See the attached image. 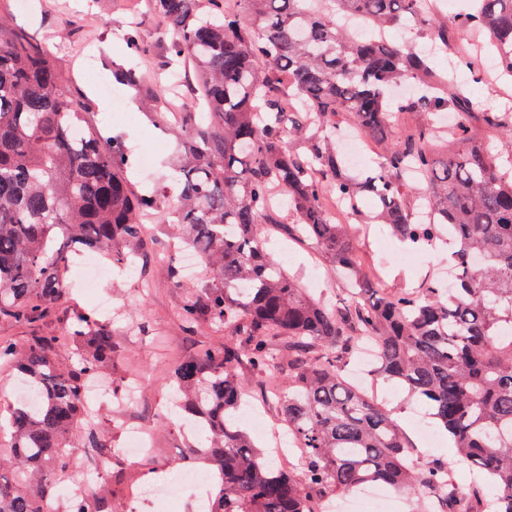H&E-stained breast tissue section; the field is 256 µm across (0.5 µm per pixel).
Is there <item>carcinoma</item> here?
Instances as JSON below:
<instances>
[{
    "label": "carcinoma",
    "instance_id": "carcinoma-1",
    "mask_svg": "<svg viewBox=\"0 0 512 512\" xmlns=\"http://www.w3.org/2000/svg\"><path fill=\"white\" fill-rule=\"evenodd\" d=\"M313 2L149 0L160 21V71L189 63L202 90L200 107L174 124L159 79L129 64L115 70V81L136 92L180 147L171 224L203 256L211 279L188 298L182 320L238 337L184 358L166 380L180 400L176 417L200 425L201 442L184 462L210 466L208 512H314V501L367 485L431 493L439 512H512V112H471L470 98L427 57L355 38L336 22L338 12L361 13L379 27L428 31L448 46V27L421 0H332L330 11ZM455 26L487 34L512 75V0H478ZM126 45L135 56L149 53L135 26ZM400 80L424 90L396 99L391 88ZM91 112L67 71L0 17L1 318L32 322L63 302L60 274L75 255L148 260L139 251L145 224L168 196L137 189L122 137H103ZM404 113L422 115L405 136L396 124ZM340 115L385 143L379 168L349 166L336 144ZM484 129L502 134L497 152ZM290 133L306 137L305 154L288 150ZM445 137L464 149L433 153L432 142ZM410 173L425 183L429 224L404 205L416 190ZM281 193L296 217L288 234L347 277L346 306L313 299L266 253ZM367 195L374 222L406 244L453 237L451 287L378 291L349 232L327 212L329 198L356 212ZM368 339L377 378L428 406L452 440L454 461L490 494L477 485L460 494L448 462L409 465L391 414L343 376ZM115 353L112 330L93 312L75 316L58 336L23 345L0 338V369L18 372L38 397L6 419L11 457L0 459V512H47L76 456L112 453L84 424L81 393ZM243 367L279 390L300 475L267 463L235 417ZM111 498L103 478L87 499L64 494L56 512H111Z\"/></svg>",
    "mask_w": 512,
    "mask_h": 512
}]
</instances>
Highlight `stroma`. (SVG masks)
Here are the masks:
<instances>
[{
  "label": "stroma",
  "instance_id": "35a3bbf8",
  "mask_svg": "<svg viewBox=\"0 0 512 512\" xmlns=\"http://www.w3.org/2000/svg\"><path fill=\"white\" fill-rule=\"evenodd\" d=\"M0 9L12 16L28 38L77 76L81 66L77 51L82 45H92L96 78L89 83L78 76L76 85L81 89L94 87L98 126L104 135L119 134L127 145L152 151L153 183L168 184L166 161L175 148L174 139L161 133L142 111L136 114V124H114L112 99L100 88L102 82L112 79L113 60L126 52L121 40L123 33L137 25L145 40H153L157 19L145 12H135L131 0H0ZM453 41L456 51L471 63L465 75L476 109L512 112L511 98L501 96L495 85L476 77L484 64L483 56L473 49L476 36L462 30L454 35ZM344 221L363 252L365 270L381 272V288L419 291L440 282L441 272L448 268V256L454 248L451 238H443L431 247L414 248L399 241L385 225L368 223L366 214L351 213ZM267 249L308 293L334 304L341 303L345 295L341 271L313 245L294 243L280 232L272 235ZM67 283L71 295L63 304L50 307L33 323L0 320V336L23 343L33 336L57 335L63 331L67 319L84 310L101 311L104 302H111L113 314L108 324L121 347V354L112 365V378L119 383L140 375L145 379V386L130 413H114L110 401H102L95 427L116 448L124 439L125 418L150 424L155 433L148 457L133 462L115 456L106 467L108 475L119 480L112 500L121 504L129 486L146 468L166 465L195 441L194 434L184 429L170 412L164 377L177 360L225 342L226 337L204 326L188 329L183 325L181 308L190 288L201 289L207 283L203 269L184 271L182 280L178 281L171 277L166 263L149 264L134 274L113 263L93 287H86L78 274L68 276ZM376 391L377 403L404 422L410 456L424 458L428 463L452 460L454 451L450 443H443L439 448L422 444L419 425L423 408L419 403L389 383L377 382Z\"/></svg>",
  "mask_w": 512,
  "mask_h": 512
}]
</instances>
